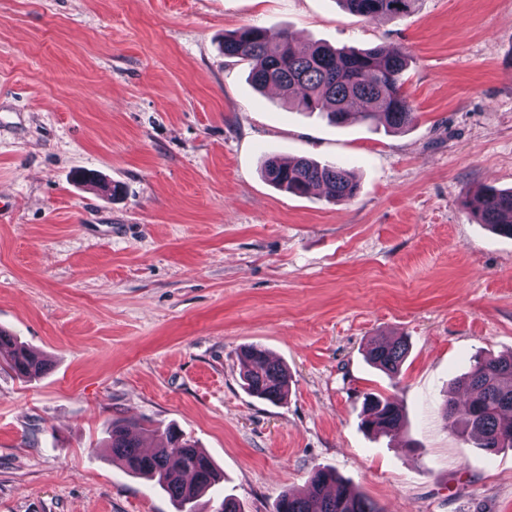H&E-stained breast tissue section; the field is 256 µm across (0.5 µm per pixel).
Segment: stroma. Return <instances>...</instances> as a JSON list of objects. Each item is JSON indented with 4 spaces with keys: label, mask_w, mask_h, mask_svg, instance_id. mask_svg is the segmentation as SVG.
<instances>
[{
    "label": "stroma",
    "mask_w": 512,
    "mask_h": 512,
    "mask_svg": "<svg viewBox=\"0 0 512 512\" xmlns=\"http://www.w3.org/2000/svg\"><path fill=\"white\" fill-rule=\"evenodd\" d=\"M403 48L417 118L328 123L261 93L224 37ZM338 162L354 198L298 197L267 156ZM122 186L114 197L78 172ZM512 188V0H418L364 21L339 0H0V326L47 362L0 360V512H177L114 463L117 417L176 425L242 512L329 466L385 512H512V449L444 415L473 356L512 353V238L463 201ZM403 336L399 378L371 340ZM257 344L292 379L245 392ZM403 407L361 426L364 393ZM363 426L379 436L391 437L403 425L404 414L390 398L373 392L363 395Z\"/></svg>",
    "instance_id": "35a3bbf8"
}]
</instances>
